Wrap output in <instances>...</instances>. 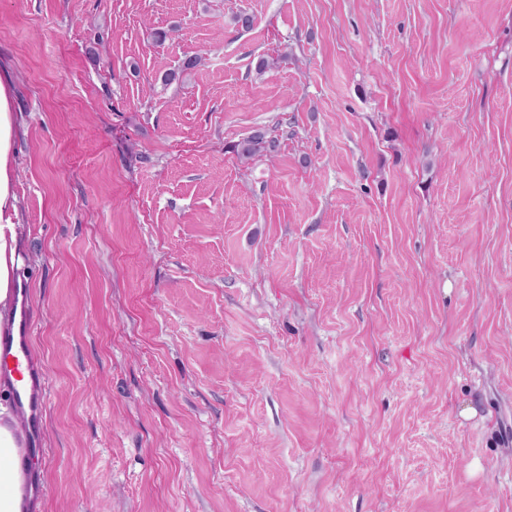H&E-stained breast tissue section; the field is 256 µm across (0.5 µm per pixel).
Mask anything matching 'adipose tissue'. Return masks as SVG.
Instances as JSON below:
<instances>
[{"instance_id":"1","label":"adipose tissue","mask_w":512,"mask_h":512,"mask_svg":"<svg viewBox=\"0 0 512 512\" xmlns=\"http://www.w3.org/2000/svg\"><path fill=\"white\" fill-rule=\"evenodd\" d=\"M17 134L13 81L0 77V325L10 321L15 289L29 267L16 189ZM13 383L11 374L0 375V512H30L32 461L25 437L16 426L11 403Z\"/></svg>"}]
</instances>
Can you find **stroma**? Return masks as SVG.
I'll return each mask as SVG.
<instances>
[{"mask_svg":"<svg viewBox=\"0 0 512 512\" xmlns=\"http://www.w3.org/2000/svg\"><path fill=\"white\" fill-rule=\"evenodd\" d=\"M2 69L43 512H512V0H0ZM279 141L263 131H255L233 146V150L242 159H251L258 154H273L277 152Z\"/></svg>","mask_w":512,"mask_h":512,"instance_id":"35a3bbf8","label":"stroma"}]
</instances>
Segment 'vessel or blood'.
Here are the masks:
<instances>
[{
    "label": "vessel or blood",
    "mask_w": 512,
    "mask_h": 512,
    "mask_svg": "<svg viewBox=\"0 0 512 512\" xmlns=\"http://www.w3.org/2000/svg\"><path fill=\"white\" fill-rule=\"evenodd\" d=\"M18 336H0V360L10 363L19 385L14 390L17 422L26 434H34L37 423L46 410L45 379L30 359L28 316H21Z\"/></svg>",
    "instance_id": "b4317fda"
}]
</instances>
